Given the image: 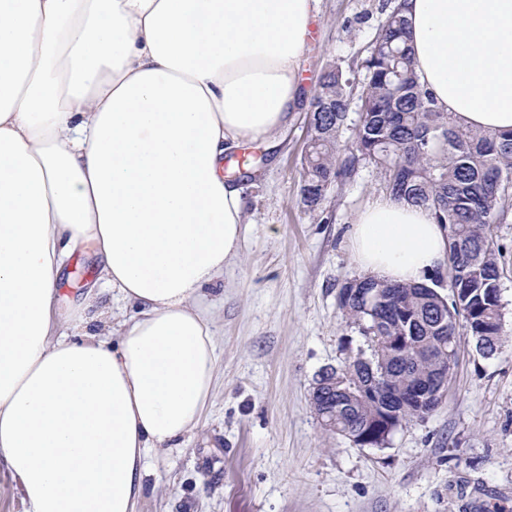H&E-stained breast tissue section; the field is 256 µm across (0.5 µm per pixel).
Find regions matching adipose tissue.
Returning <instances> with one entry per match:
<instances>
[{"instance_id": "adipose-tissue-1", "label": "adipose tissue", "mask_w": 512, "mask_h": 512, "mask_svg": "<svg viewBox=\"0 0 512 512\" xmlns=\"http://www.w3.org/2000/svg\"><path fill=\"white\" fill-rule=\"evenodd\" d=\"M422 86L465 126L512 130V0H400ZM318 0H0V461L25 512H136L150 451L214 392L206 289L245 201L224 155L287 124ZM348 245L424 283L448 234L389 197ZM132 303L117 342L87 292L56 318L70 257Z\"/></svg>"}]
</instances>
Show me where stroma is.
<instances>
[{"mask_svg": "<svg viewBox=\"0 0 512 512\" xmlns=\"http://www.w3.org/2000/svg\"><path fill=\"white\" fill-rule=\"evenodd\" d=\"M396 3L319 0L300 59L305 96L333 63L361 85V62ZM307 117L297 112L267 142L224 157L246 209L240 252L211 294L214 395L181 447L149 454L137 512H512V216L493 228L502 269L498 353L482 357L460 334L438 408L384 447L356 446L323 428L310 394L323 370L344 368L367 347L338 294L362 275L348 231L386 191L379 171L363 163L316 209L304 207ZM97 276L93 253L70 258L60 314Z\"/></svg>", "mask_w": 512, "mask_h": 512, "instance_id": "1", "label": "stroma"}]
</instances>
